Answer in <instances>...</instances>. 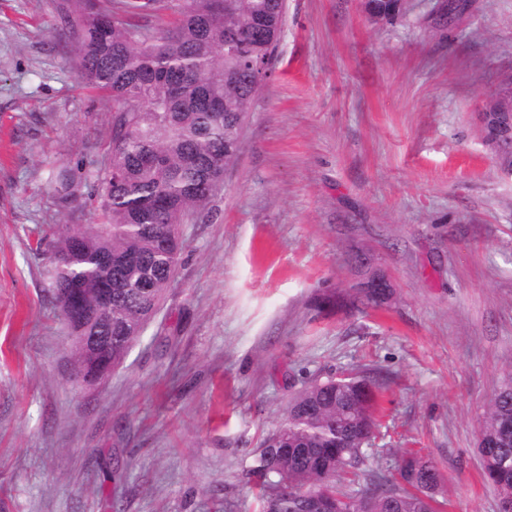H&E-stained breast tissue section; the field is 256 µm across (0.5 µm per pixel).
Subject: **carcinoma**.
Returning a JSON list of instances; mask_svg holds the SVG:
<instances>
[{"mask_svg": "<svg viewBox=\"0 0 512 512\" xmlns=\"http://www.w3.org/2000/svg\"><path fill=\"white\" fill-rule=\"evenodd\" d=\"M189 0L166 28L135 21L157 0H65L66 52L90 87L112 104V150L96 175L100 222L68 228L45 244L52 298L65 310L70 295L85 315L67 323L79 374L120 367L155 315L175 275L183 242L179 226L211 214L206 184L239 153V130L272 74L286 0ZM388 19L400 0H368ZM358 288L345 306L358 310L389 297ZM80 336L98 337L87 350ZM373 380L341 372L315 380L291 401L283 423L263 438L250 473L260 480L261 512H301L318 499L337 512H437L430 494L436 466L414 457L391 473L364 470L375 425ZM512 374L479 422L478 453L498 498H512Z\"/></svg>", "mask_w": 512, "mask_h": 512, "instance_id": "obj_1", "label": "carcinoma"}]
</instances>
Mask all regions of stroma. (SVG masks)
I'll return each mask as SVG.
<instances>
[{
  "mask_svg": "<svg viewBox=\"0 0 512 512\" xmlns=\"http://www.w3.org/2000/svg\"><path fill=\"white\" fill-rule=\"evenodd\" d=\"M60 0H0V512H259L261 439L304 385L376 381L365 469L432 461L444 512H498L476 452L512 373V170L480 114L512 82V0H286L273 75L126 361L73 378L37 240L98 220L112 109ZM69 169L71 199L52 176ZM389 298L318 310L369 275Z\"/></svg>",
  "mask_w": 512,
  "mask_h": 512,
  "instance_id": "stroma-1",
  "label": "stroma"
}]
</instances>
